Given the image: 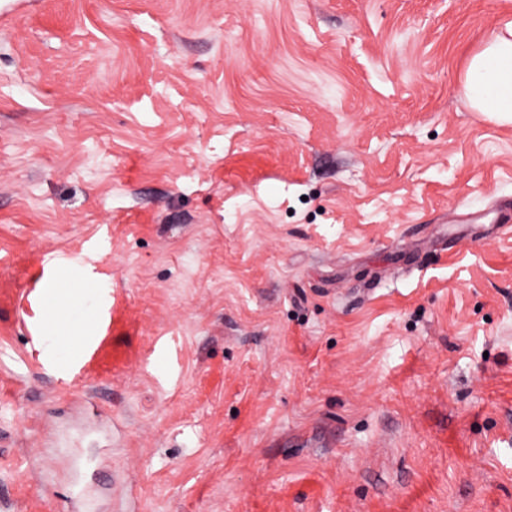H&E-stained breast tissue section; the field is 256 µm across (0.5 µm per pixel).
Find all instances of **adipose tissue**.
<instances>
[{
	"label": "adipose tissue",
	"instance_id": "obj_1",
	"mask_svg": "<svg viewBox=\"0 0 512 512\" xmlns=\"http://www.w3.org/2000/svg\"><path fill=\"white\" fill-rule=\"evenodd\" d=\"M464 88L472 109L512 123V21L496 26L468 58Z\"/></svg>",
	"mask_w": 512,
	"mask_h": 512
}]
</instances>
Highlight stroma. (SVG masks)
<instances>
[{"label": "stroma", "instance_id": "stroma-1", "mask_svg": "<svg viewBox=\"0 0 512 512\" xmlns=\"http://www.w3.org/2000/svg\"><path fill=\"white\" fill-rule=\"evenodd\" d=\"M4 9L0 512H512V0ZM463 77L472 109L512 123V21L496 26L468 58Z\"/></svg>", "mask_w": 512, "mask_h": 512}]
</instances>
